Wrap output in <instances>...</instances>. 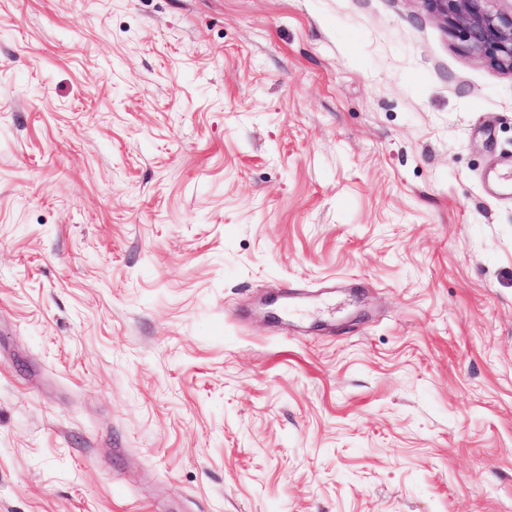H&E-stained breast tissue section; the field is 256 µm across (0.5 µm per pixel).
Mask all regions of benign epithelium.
Instances as JSON below:
<instances>
[{"label": "benign epithelium", "instance_id": "7a95c632", "mask_svg": "<svg viewBox=\"0 0 512 512\" xmlns=\"http://www.w3.org/2000/svg\"><path fill=\"white\" fill-rule=\"evenodd\" d=\"M423 2L430 13L451 27L469 52L512 72V13L490 10V0Z\"/></svg>", "mask_w": 512, "mask_h": 512}]
</instances>
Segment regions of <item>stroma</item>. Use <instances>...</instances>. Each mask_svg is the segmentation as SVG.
Listing matches in <instances>:
<instances>
[{"label":"stroma","mask_w":512,"mask_h":512,"mask_svg":"<svg viewBox=\"0 0 512 512\" xmlns=\"http://www.w3.org/2000/svg\"><path fill=\"white\" fill-rule=\"evenodd\" d=\"M511 173L423 0H0V512H512Z\"/></svg>","instance_id":"1"}]
</instances>
